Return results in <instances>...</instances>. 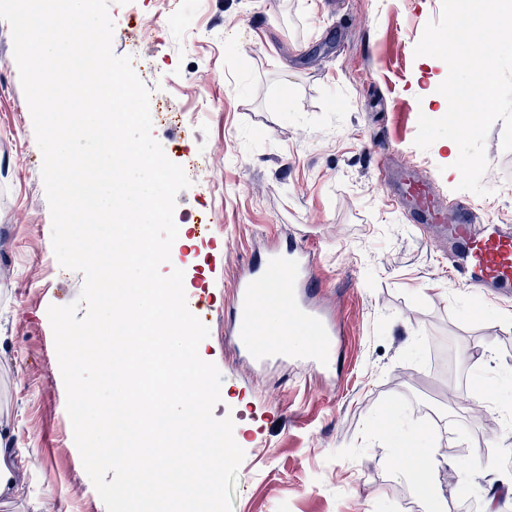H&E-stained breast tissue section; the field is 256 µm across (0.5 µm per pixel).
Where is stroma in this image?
Wrapping results in <instances>:
<instances>
[{"label":"stroma","mask_w":512,"mask_h":512,"mask_svg":"<svg viewBox=\"0 0 512 512\" xmlns=\"http://www.w3.org/2000/svg\"><path fill=\"white\" fill-rule=\"evenodd\" d=\"M441 0H110L113 50L152 91L154 138L192 184L177 224L211 221L188 267L208 308L206 354L221 375L218 418L244 450L234 512H429L420 447L440 472L444 512H512V301L456 285L435 231L388 207L380 163L409 158L443 196L512 223V152L485 142L478 196L449 174V150L414 144L448 68L414 47ZM152 38L140 43L137 20ZM37 145L0 21V440L22 490L0 512H106L66 411L49 306L73 303ZM316 257V298L334 317L335 366L262 371L224 339L233 279L289 239ZM490 347L489 360L472 357ZM496 398L477 393L478 378ZM409 438L398 447L393 430Z\"/></svg>","instance_id":"35a3bbf8"}]
</instances>
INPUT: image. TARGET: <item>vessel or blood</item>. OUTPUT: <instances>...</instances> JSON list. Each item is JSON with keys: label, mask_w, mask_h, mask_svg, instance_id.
I'll return each mask as SVG.
<instances>
[{"label": "vessel or blood", "mask_w": 512, "mask_h": 512, "mask_svg": "<svg viewBox=\"0 0 512 512\" xmlns=\"http://www.w3.org/2000/svg\"><path fill=\"white\" fill-rule=\"evenodd\" d=\"M377 182L389 205H406L420 229L434 228L448 239V258L459 284L481 288L503 300L512 299V226L493 216H477L457 200H443L433 181L422 178L415 163L404 162L399 176L379 167ZM312 261L301 245L289 243L268 251L239 276L227 316L228 336L249 362L262 366L273 360L299 357L317 368L332 361L335 329L314 306ZM279 309V326L264 323L267 310ZM306 326L312 341L302 349L283 340Z\"/></svg>", "instance_id": "1"}]
</instances>
